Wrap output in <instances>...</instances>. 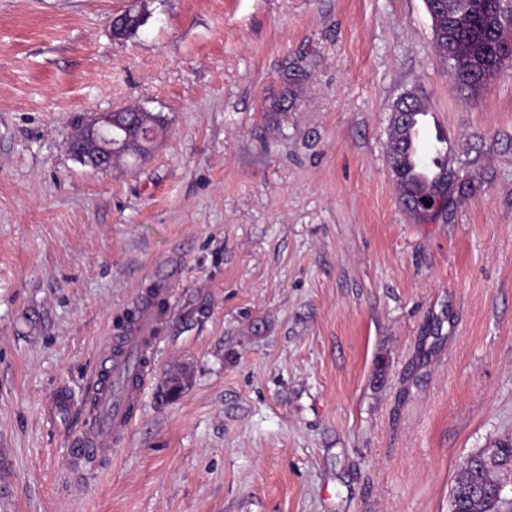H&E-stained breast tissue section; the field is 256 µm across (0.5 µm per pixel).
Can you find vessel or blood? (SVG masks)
<instances>
[{"label": "vessel or blood", "mask_w": 512, "mask_h": 512, "mask_svg": "<svg viewBox=\"0 0 512 512\" xmlns=\"http://www.w3.org/2000/svg\"><path fill=\"white\" fill-rule=\"evenodd\" d=\"M173 274H155L156 293L165 311L146 301L137 305V324L126 334L110 337L99 353V366L87 383L92 408L84 429L71 439L69 455L74 460H91L107 455L113 443L124 437L133 421L137 391L125 378L139 369L143 358L152 356L166 322L167 308L176 301L171 286Z\"/></svg>", "instance_id": "1"}]
</instances>
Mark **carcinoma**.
I'll list each match as a JSON object with an SVG mask.
<instances>
[{
    "mask_svg": "<svg viewBox=\"0 0 512 512\" xmlns=\"http://www.w3.org/2000/svg\"><path fill=\"white\" fill-rule=\"evenodd\" d=\"M441 13L431 18L435 50L443 63L451 62L448 73L457 89L474 96L512 58V25L502 22L512 11V0H438ZM428 113L421 91L401 97L394 104L391 124L390 167L399 196L410 216L421 222L433 220L453 205L450 196L455 171L448 167V149L438 145L425 155L414 133L416 119ZM86 122L78 124L72 148L85 151L90 139ZM163 131L160 118L140 108L112 113L113 160L130 157L142 161ZM430 197L444 199L438 211L425 207ZM496 453L483 451L467 456L450 496L451 512H502L498 498V475L512 468V440L495 444Z\"/></svg>",
    "mask_w": 512,
    "mask_h": 512,
    "instance_id": "1",
    "label": "carcinoma"
}]
</instances>
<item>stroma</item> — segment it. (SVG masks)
<instances>
[{"instance_id":"35a3bbf8","label":"stroma","mask_w":512,"mask_h":512,"mask_svg":"<svg viewBox=\"0 0 512 512\" xmlns=\"http://www.w3.org/2000/svg\"><path fill=\"white\" fill-rule=\"evenodd\" d=\"M414 89L457 173L425 223L388 155ZM133 106L163 122L147 161L70 156L78 121ZM161 264L154 375L74 470L84 411L47 404L83 397ZM508 438L512 66L461 95L424 0H0V512H449Z\"/></svg>"}]
</instances>
